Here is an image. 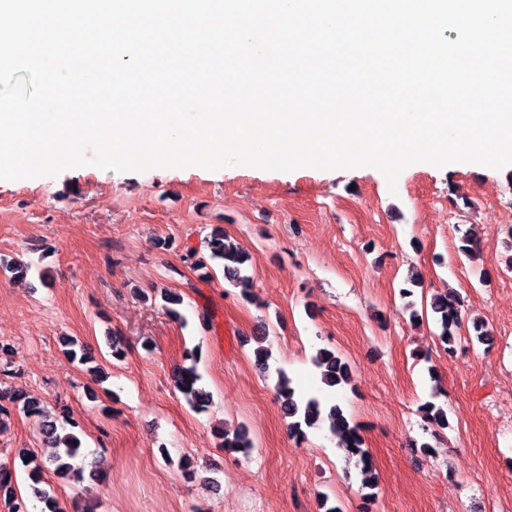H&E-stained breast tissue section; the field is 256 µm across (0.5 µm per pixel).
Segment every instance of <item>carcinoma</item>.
<instances>
[{
  "instance_id": "obj_1",
  "label": "carcinoma",
  "mask_w": 512,
  "mask_h": 512,
  "mask_svg": "<svg viewBox=\"0 0 512 512\" xmlns=\"http://www.w3.org/2000/svg\"><path fill=\"white\" fill-rule=\"evenodd\" d=\"M459 241L458 253L468 260L474 259L478 247L472 229L462 231ZM207 244L210 260L222 264L227 282L241 289L244 298H251L252 277L246 273L245 269L249 254L229 241L222 229L214 230ZM408 309L410 321L414 323L422 322L424 316L428 314L433 315L437 336L445 345L446 353L450 356L456 353V344L460 340L462 326L459 294L453 291L436 294L431 297L429 306L423 307L422 310L415 309L412 303L408 304ZM265 340L264 335L255 338L258 343V347L254 350L255 362L264 375L268 376L272 372L276 374V391L280 397L284 417L288 419V428L291 433L303 438L307 431L326 423L329 429L340 438V445H345L348 440L355 441L360 451L355 454L351 452L349 456L357 458L361 485L370 490L376 488L378 477L375 468L368 451L362 448V426L347 413L339 401L317 395H297L286 372L280 367L271 368V352L263 346ZM184 359L191 361V364L188 366L182 364L174 368L171 381L191 408L203 411L210 404L211 396L201 384V375L197 371V350L185 352ZM312 364L318 371L320 383L331 390L339 391L353 381L350 365L332 350L326 348L317 350L312 357ZM441 395L442 389L436 384L433 385L428 399L420 405L419 413L424 421L445 429L448 427V412L446 405L440 401ZM18 407L28 415L39 418L40 434L51 447L55 448L52 458L49 459V463L55 465V474L74 480L81 479L84 455L80 452V439L66 431L65 423L44 415L38 399L1 392L0 429L6 427L11 420L13 409ZM220 447L229 454L249 455L252 440L248 429L243 425L223 429ZM25 463L31 465L30 476L33 481L31 489L34 495L48 506V512H60L57 500L51 491L40 486V474L45 467V462L31 455L27 457Z\"/></svg>"
}]
</instances>
